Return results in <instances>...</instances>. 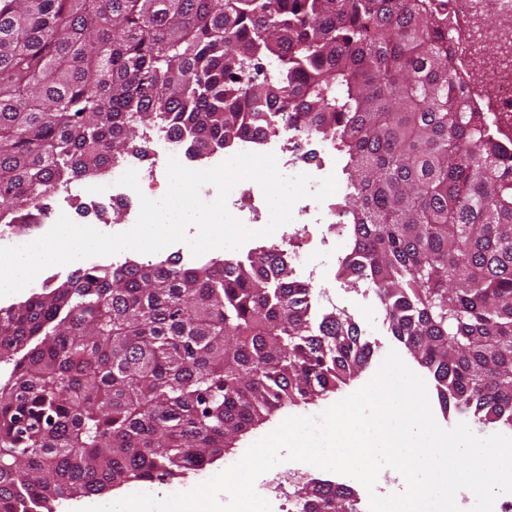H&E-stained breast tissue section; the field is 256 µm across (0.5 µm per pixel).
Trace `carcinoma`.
<instances>
[{"label": "carcinoma", "mask_w": 512, "mask_h": 512, "mask_svg": "<svg viewBox=\"0 0 512 512\" xmlns=\"http://www.w3.org/2000/svg\"><path fill=\"white\" fill-rule=\"evenodd\" d=\"M287 122L348 155L341 275L376 288L442 410L512 426V160L465 98L443 0H0V220L31 224L59 181ZM282 256L81 266L0 308V512L222 458L286 405L369 364L360 327L313 323ZM296 512H358L295 481Z\"/></svg>", "instance_id": "carcinoma-1"}]
</instances>
